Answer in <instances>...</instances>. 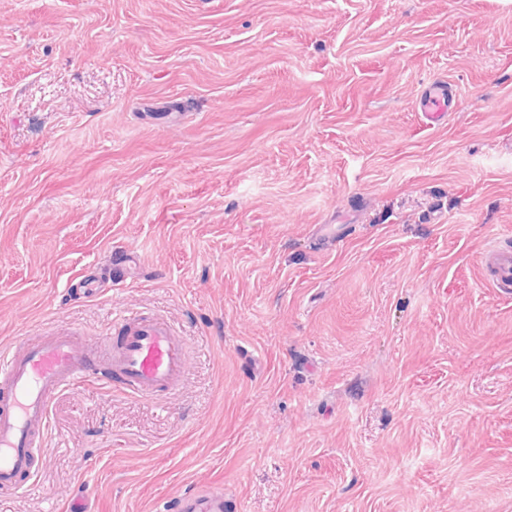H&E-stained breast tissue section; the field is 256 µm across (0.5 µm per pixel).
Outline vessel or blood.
<instances>
[{"mask_svg": "<svg viewBox=\"0 0 512 512\" xmlns=\"http://www.w3.org/2000/svg\"><path fill=\"white\" fill-rule=\"evenodd\" d=\"M453 107L451 95L433 90L426 118L438 122ZM488 281L512 288V248L491 247L483 257ZM188 345L159 317L127 315L115 333L93 344L68 333L44 336L21 351L0 354V489L37 473L50 425V409L61 391L94 382L123 393L161 401L180 388L188 369ZM180 512H222L223 494L180 500Z\"/></svg>", "mask_w": 512, "mask_h": 512, "instance_id": "vessel-or-blood-1", "label": "vessel or blood"}]
</instances>
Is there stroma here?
<instances>
[{"label": "stroma", "mask_w": 512, "mask_h": 512, "mask_svg": "<svg viewBox=\"0 0 512 512\" xmlns=\"http://www.w3.org/2000/svg\"><path fill=\"white\" fill-rule=\"evenodd\" d=\"M509 235L512 0H0V350L189 346L61 392L0 512H512ZM453 100L454 98L449 93H443V89L430 91L425 106L427 120L431 123L443 120L447 114L446 112L452 110ZM483 264L490 271L486 281L498 288H512V248L491 247L483 257ZM178 510L183 512L196 511L197 509L205 511H219L224 509V494H213L207 497H195L191 499H179Z\"/></svg>", "instance_id": "obj_1"}]
</instances>
